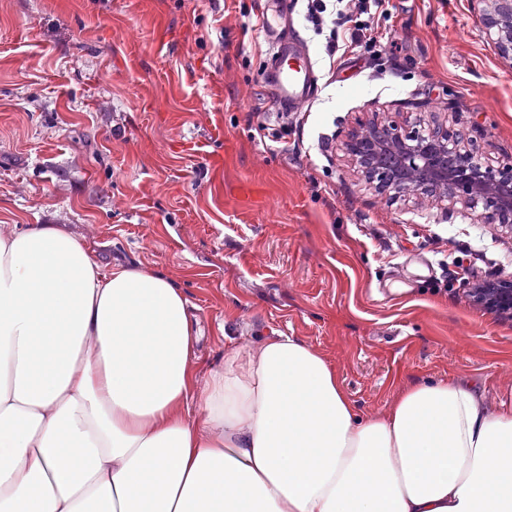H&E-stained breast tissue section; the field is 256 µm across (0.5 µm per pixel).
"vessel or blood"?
Returning a JSON list of instances; mask_svg holds the SVG:
<instances>
[{
  "label": "vessel or blood",
  "instance_id": "b4317fda",
  "mask_svg": "<svg viewBox=\"0 0 512 512\" xmlns=\"http://www.w3.org/2000/svg\"><path fill=\"white\" fill-rule=\"evenodd\" d=\"M296 5L297 0H270L262 17L261 31L271 47L263 81L278 112L297 111L321 91L315 64L310 56L297 51L299 37L288 23Z\"/></svg>",
  "mask_w": 512,
  "mask_h": 512
}]
</instances>
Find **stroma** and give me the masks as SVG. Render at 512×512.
Returning <instances> with one entry per match:
<instances>
[{
  "instance_id": "35a3bbf8",
  "label": "stroma",
  "mask_w": 512,
  "mask_h": 512,
  "mask_svg": "<svg viewBox=\"0 0 512 512\" xmlns=\"http://www.w3.org/2000/svg\"><path fill=\"white\" fill-rule=\"evenodd\" d=\"M261 0H0V228L54 224L103 265L179 288L197 382L225 346L296 336L362 414L406 387L474 382L512 399V321L433 292L456 263L512 276V232L434 198L381 197L346 154L379 120L464 127L512 161V63L479 0H385L375 34L329 60L299 8L322 91L269 116ZM288 129L263 143L256 124Z\"/></svg>"
}]
</instances>
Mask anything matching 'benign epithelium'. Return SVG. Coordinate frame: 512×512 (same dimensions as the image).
I'll return each mask as SVG.
<instances>
[{"instance_id": "1", "label": "benign epithelium", "mask_w": 512, "mask_h": 512, "mask_svg": "<svg viewBox=\"0 0 512 512\" xmlns=\"http://www.w3.org/2000/svg\"><path fill=\"white\" fill-rule=\"evenodd\" d=\"M488 37L512 61V0H483ZM468 131L448 134L439 128L400 130L372 124L350 138L349 153L366 181L380 193L447 198L484 210L488 224L512 228V162L484 165L465 146ZM471 301L512 316V278H497L470 287Z\"/></svg>"}]
</instances>
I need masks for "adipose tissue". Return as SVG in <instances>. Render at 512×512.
<instances>
[{
  "label": "adipose tissue",
  "instance_id": "adipose-tissue-1",
  "mask_svg": "<svg viewBox=\"0 0 512 512\" xmlns=\"http://www.w3.org/2000/svg\"><path fill=\"white\" fill-rule=\"evenodd\" d=\"M197 343L163 275L0 230V512H512L511 402L438 380L363 418L297 337L201 387Z\"/></svg>",
  "mask_w": 512,
  "mask_h": 512
}]
</instances>
